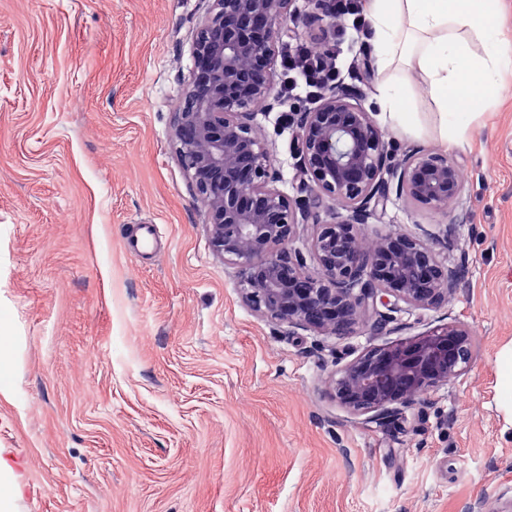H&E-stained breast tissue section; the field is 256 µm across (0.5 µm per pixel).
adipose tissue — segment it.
<instances>
[{
    "label": "adipose tissue",
    "instance_id": "adipose-tissue-1",
    "mask_svg": "<svg viewBox=\"0 0 512 512\" xmlns=\"http://www.w3.org/2000/svg\"><path fill=\"white\" fill-rule=\"evenodd\" d=\"M501 0H367L366 13L376 48L375 65L384 71L398 62L415 67L428 80L437 106L434 125L443 146L467 140L474 115L472 99H491L497 86L496 48L511 40L497 23ZM488 47L475 57L470 36ZM421 99L400 87L379 90L380 117L396 130L417 127Z\"/></svg>",
    "mask_w": 512,
    "mask_h": 512
}]
</instances>
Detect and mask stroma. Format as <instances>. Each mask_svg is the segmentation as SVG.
Returning <instances> with one entry per match:
<instances>
[{
	"instance_id": "35a3bbf8",
	"label": "stroma",
	"mask_w": 512,
	"mask_h": 512,
	"mask_svg": "<svg viewBox=\"0 0 512 512\" xmlns=\"http://www.w3.org/2000/svg\"><path fill=\"white\" fill-rule=\"evenodd\" d=\"M206 0H0V466L15 512H495L512 498V46L495 100L443 149L383 127L394 158L446 151L461 204L399 199L362 225L435 244L461 282L400 313L393 340L456 319L470 369L368 423L329 395L337 351L374 341L291 331L255 311L211 246L172 138ZM342 61L370 114L406 69ZM263 117L282 187L301 196L292 128ZM459 218L452 240L444 230ZM156 227L140 257L127 239Z\"/></svg>"
}]
</instances>
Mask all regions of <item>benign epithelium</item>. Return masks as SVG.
Wrapping results in <instances>:
<instances>
[{
  "mask_svg": "<svg viewBox=\"0 0 512 512\" xmlns=\"http://www.w3.org/2000/svg\"><path fill=\"white\" fill-rule=\"evenodd\" d=\"M192 44L193 67L175 113L179 161L205 210L213 250L238 268L248 303L280 325L342 339L365 324L392 332L402 307L431 310L461 280L421 237L389 231L363 245L361 226L406 198L445 212L464 186L447 155L415 151L393 161L363 105L361 91L338 84L312 109L296 113L292 138L309 200L278 187L279 170L258 115L281 103L275 51L288 22L335 27L328 0H208ZM338 204L332 220L317 210ZM316 226L308 252L293 246L298 226ZM313 262L316 272L308 271ZM473 336L451 320L425 334L370 346L336 371L331 397L367 423L399 418L416 399L464 374Z\"/></svg>",
  "mask_w": 512,
  "mask_h": 512,
  "instance_id": "benign-epithelium-1",
  "label": "benign epithelium"
}]
</instances>
